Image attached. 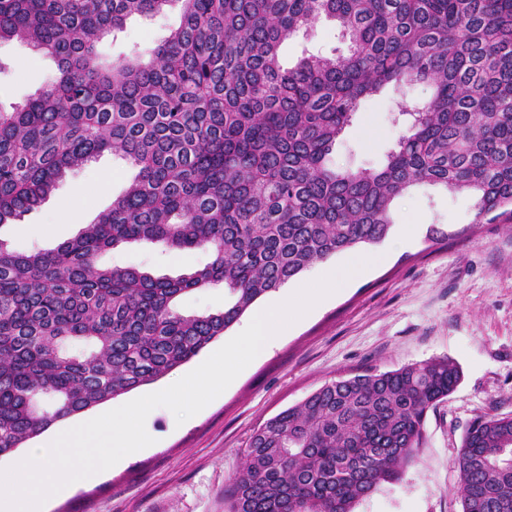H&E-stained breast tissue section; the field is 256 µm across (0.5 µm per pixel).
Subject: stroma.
<instances>
[{
    "instance_id": "stroma-1",
    "label": "stroma",
    "mask_w": 512,
    "mask_h": 512,
    "mask_svg": "<svg viewBox=\"0 0 512 512\" xmlns=\"http://www.w3.org/2000/svg\"><path fill=\"white\" fill-rule=\"evenodd\" d=\"M178 21L177 10L131 17L117 37L99 44L117 61L149 49ZM350 44L334 20L324 18L280 48L284 67L309 54L344 56ZM55 61L27 43H0V110L25 103L51 81ZM423 84L389 86L362 102L336 146L338 166H379L405 127L391 116L406 101L425 102ZM133 171L111 153L69 173L39 209L0 227L13 249H51L73 239L113 198ZM82 192L80 214L63 204ZM473 199L435 187H418L395 201L393 226L377 244L385 261L366 270L336 297L285 328L264 354L198 414L177 423L165 407L146 419L153 437L121 465L66 496L49 498L42 512H225L224 492L239 470L249 438L280 412L301 404L326 383L380 373L431 359L448 358L461 370L456 389L431 409L413 461L399 480L381 483L354 512H462L455 492V459L474 418L512 414V220L474 221ZM415 225L406 233V225ZM444 229L441 243L429 225ZM209 258L201 250L162 252L138 242L107 251L103 264L147 268L177 276ZM243 329L234 324L225 338ZM216 339L158 381L90 409L96 417L140 396L172 385L224 344Z\"/></svg>"
}]
</instances>
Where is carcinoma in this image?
<instances>
[{
  "instance_id": "cac0c4a2",
  "label": "carcinoma",
  "mask_w": 512,
  "mask_h": 512,
  "mask_svg": "<svg viewBox=\"0 0 512 512\" xmlns=\"http://www.w3.org/2000/svg\"><path fill=\"white\" fill-rule=\"evenodd\" d=\"M173 7L148 59L102 60L130 17ZM324 16L350 53L283 68L281 44ZM14 38L58 74L0 112V227L105 151L137 173L70 241L0 238V457L186 363L312 263L384 241L418 186L472 195L477 224L512 215V0H0ZM415 82L433 93L400 112L384 164L333 165L361 103ZM135 241L212 259L175 278L99 264ZM216 286L224 307L179 309ZM459 380L443 358L323 385L252 434L227 512H352ZM456 465L462 512H512V416L477 417Z\"/></svg>"
}]
</instances>
